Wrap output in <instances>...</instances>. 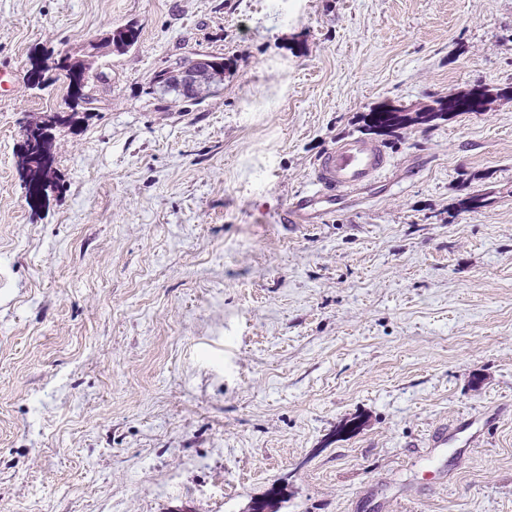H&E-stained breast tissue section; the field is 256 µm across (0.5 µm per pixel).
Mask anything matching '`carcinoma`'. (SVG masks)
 Returning <instances> with one entry per match:
<instances>
[{
    "instance_id": "obj_1",
    "label": "carcinoma",
    "mask_w": 512,
    "mask_h": 512,
    "mask_svg": "<svg viewBox=\"0 0 512 512\" xmlns=\"http://www.w3.org/2000/svg\"><path fill=\"white\" fill-rule=\"evenodd\" d=\"M124 32L128 33V38H123L122 34L113 33V29H108L99 41L91 45V49L98 53H120L127 52L135 46L140 37V29L134 24L124 27ZM211 66L210 74L206 77V87L203 92L198 94L194 99H189L181 88L174 83L171 77V70L163 69L155 75V82L163 88L167 93L175 94V100L178 102H187L191 105L198 104L203 98V94L210 91L211 87L218 85L224 81V57L219 55L210 56ZM55 68L66 72L69 79V96L75 105H83L85 107L96 102L93 94L86 91L89 86V70L90 64L81 59H72L69 56L60 58ZM472 91L467 90L455 96L440 99L435 105L421 111L409 112L405 109L394 108L387 104L373 108L365 115V125L367 130L373 131L378 136L388 135L396 130L405 129L418 123L433 122L450 115H458L462 112H471L473 108L470 105ZM79 112L72 111L68 114L63 112H50L44 115V118L34 124L26 126L25 132L28 134H36V131L50 122L53 125H73L78 123ZM27 172V195L34 198L40 195L52 183L55 169L39 174L32 171L30 167H25Z\"/></svg>"
}]
</instances>
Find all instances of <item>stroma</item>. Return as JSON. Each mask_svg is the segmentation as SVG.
Masks as SVG:
<instances>
[{
    "label": "stroma",
    "instance_id": "35a3bbf8",
    "mask_svg": "<svg viewBox=\"0 0 512 512\" xmlns=\"http://www.w3.org/2000/svg\"><path fill=\"white\" fill-rule=\"evenodd\" d=\"M129 22L27 201L55 62ZM197 53L224 81L185 112L152 80ZM2 67L0 512H512V0H0ZM473 85L278 223L371 107ZM121 28L129 34L127 39L122 37L121 32L115 35L112 27H110L96 44L91 45V49L96 51L95 53L104 52L105 54H112V52L123 54L127 52L137 44L140 37V29L134 24H127V26ZM33 144H34V141H31L30 139L26 140L25 148H24L25 154L28 158L33 159L32 161H36L40 165H43L44 164L43 155H36V154L31 155ZM52 148H53V142L51 140L46 145V151L51 157V168L48 171L43 172L42 174H39L38 172L33 173L32 169L28 166L26 156L25 155L23 156V163H24V167L27 172V178H28L27 184H26L27 195H29V197H31V198L39 196L43 191H46L47 188L52 183L54 174L56 172L55 169L53 168L54 156H53ZM390 166L389 157L377 147L361 139L343 140L316 161L313 189L294 197L279 221L287 225L312 223L310 210L316 203L334 204L336 199L377 182Z\"/></svg>",
    "mask_w": 512,
    "mask_h": 512
}]
</instances>
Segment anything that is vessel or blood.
I'll use <instances>...</instances> for the list:
<instances>
[{
  "label": "vessel or blood",
  "mask_w": 512,
  "mask_h": 512,
  "mask_svg": "<svg viewBox=\"0 0 512 512\" xmlns=\"http://www.w3.org/2000/svg\"><path fill=\"white\" fill-rule=\"evenodd\" d=\"M390 166L388 156L377 147L356 138L343 140L316 161L312 190L294 197L279 220L287 225L310 223L316 203H334L377 182Z\"/></svg>",
  "instance_id": "vessel-or-blood-1"
}]
</instances>
